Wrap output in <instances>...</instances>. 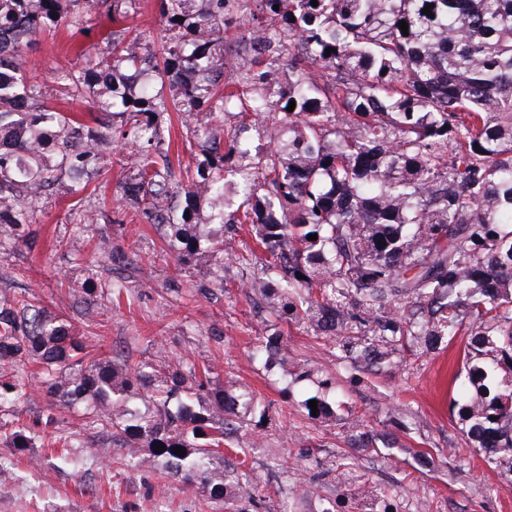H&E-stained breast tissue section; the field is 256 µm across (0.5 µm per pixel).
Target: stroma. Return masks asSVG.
I'll list each match as a JSON object with an SVG mask.
<instances>
[{
    "instance_id": "obj_1",
    "label": "stroma",
    "mask_w": 512,
    "mask_h": 512,
    "mask_svg": "<svg viewBox=\"0 0 512 512\" xmlns=\"http://www.w3.org/2000/svg\"><path fill=\"white\" fill-rule=\"evenodd\" d=\"M65 10L85 15L83 30L37 35L22 49V61L43 85V102L72 115L90 132L108 118L56 81L59 69L81 67L104 48L112 31L163 26L157 0H141L136 13L117 16L88 0H63ZM130 146L104 144L99 160L84 169L72 192L64 177L38 201L26 240H15L0 224V296L28 289L55 312L92 332L103 351L133 360L164 355L184 364H210L221 381L250 384L269 404L266 421L254 428L259 440L239 458L225 450L226 466L245 465L267 488L255 512H322L328 501L344 502L348 491L333 477L319 476L317 462L346 457L363 488L397 486L400 512H512V449L489 468L482 449L472 447L460 410L453 405L450 375L458 348L408 352L400 364L377 372L348 370L328 341L296 326H282L286 360L274 372L253 362L248 350L263 335L271 307L249 299L237 268H228L221 295L206 299L195 287L205 266L178 269L164 251L159 226L134 213L120 186L132 170ZM112 252L98 254L99 236ZM98 287L124 282L129 300L87 299V276ZM67 279L68 289L58 288ZM336 379V419L315 420L293 408V400L320 394V379ZM59 431L70 447L42 446L19 453L0 441V512H226L223 500L192 490L159 467L127 468L123 449L94 455L82 411L60 410ZM368 426L386 444L381 453L352 449L350 423Z\"/></svg>"
}]
</instances>
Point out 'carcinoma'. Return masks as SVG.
Wrapping results in <instances>:
<instances>
[{"mask_svg": "<svg viewBox=\"0 0 512 512\" xmlns=\"http://www.w3.org/2000/svg\"><path fill=\"white\" fill-rule=\"evenodd\" d=\"M138 2L95 0L115 14ZM317 2L160 0L161 32L114 31L92 65L60 73L72 92L122 118L83 140L70 118L45 127L41 87L25 74L21 50L84 16L63 12L60 0H0V73H10L0 81V135L14 142L12 151L0 143V216L18 229L31 223L32 199L96 160L104 142L132 145L122 198L166 228L177 264L207 258L221 286L234 264L246 292L273 303L256 361L280 363L282 324L329 337L340 358L367 371L398 347L464 336L477 394L461 407L466 435L495 465L500 449H512V0ZM230 26L245 28L232 62ZM156 36L160 63L145 49ZM231 109L237 122L226 130ZM172 111L209 118L192 130L202 156L192 167L174 169L164 134ZM250 133L268 140L259 157L243 145ZM201 198L219 206L207 233L194 223ZM244 224L254 246L236 250ZM89 347L33 294L1 297L0 407L30 398L34 366L43 430L58 424L59 408L82 407L112 445L146 449L140 465L213 497L252 498L259 480L220 463L248 418L266 416L251 386L226 385L209 366L133 364ZM495 369L508 379L489 382ZM309 401H301L308 417H336L328 400L317 398L315 415ZM30 433L0 420V437L19 452L31 447ZM350 442L377 448L361 425ZM350 508L399 512L385 492Z\"/></svg>", "mask_w": 512, "mask_h": 512, "instance_id": "cac0c4a2", "label": "carcinoma"}]
</instances>
